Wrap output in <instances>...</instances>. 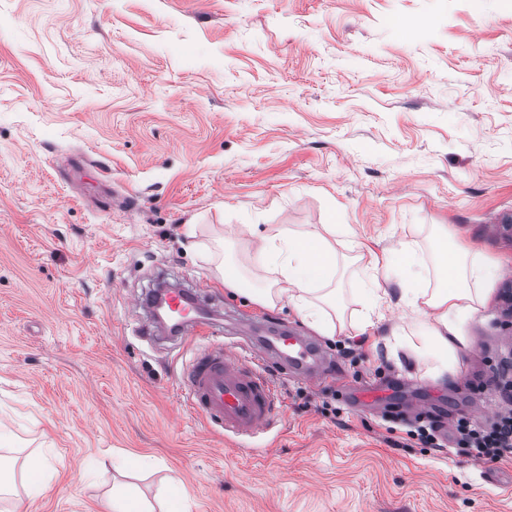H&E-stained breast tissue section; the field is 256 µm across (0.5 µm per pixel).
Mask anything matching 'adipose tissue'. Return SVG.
<instances>
[{
    "label": "adipose tissue",
    "mask_w": 512,
    "mask_h": 512,
    "mask_svg": "<svg viewBox=\"0 0 512 512\" xmlns=\"http://www.w3.org/2000/svg\"><path fill=\"white\" fill-rule=\"evenodd\" d=\"M335 231L332 224L326 225L321 235L279 225L252 257L254 268L267 275L264 285L248 287L241 276L234 274L225 275L224 285L270 308L285 300L293 302L310 326L323 335H335L331 313L338 310L341 298L340 289L332 285L340 269V255L329 239ZM433 253L438 260L436 287L415 284L406 288L403 296L412 313H428L433 320L423 327L421 341L408 337L388 346L387 352L393 358L403 350L418 360L432 358L431 373L440 378L468 346L457 322L485 306L488 291L484 284L492 268L477 253L450 242L444 233L435 237Z\"/></svg>",
    "instance_id": "1"
}]
</instances>
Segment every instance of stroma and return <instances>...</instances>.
<instances>
[{"label":"stroma","instance_id":"1","mask_svg":"<svg viewBox=\"0 0 512 512\" xmlns=\"http://www.w3.org/2000/svg\"><path fill=\"white\" fill-rule=\"evenodd\" d=\"M509 217L512 0H0V512H109L118 480L155 512H512V455L407 435L505 407ZM273 224L335 225L344 331L225 287ZM436 227L497 270L440 379L386 358L414 322L393 305L364 326L362 288L376 256L392 292L433 265ZM160 274L206 289L209 344L246 360L286 327L333 367L308 385L263 364L282 422L226 437L177 387L197 346L143 330ZM48 469L46 460L40 455L30 454L24 462V470L28 477L29 490L28 493L37 497L44 491L45 482L43 476Z\"/></svg>","mask_w":512,"mask_h":512}]
</instances>
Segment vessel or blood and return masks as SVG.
Returning a JSON list of instances; mask_svg holds the SVG:
<instances>
[{"instance_id": "obj_1", "label": "vessel or blood", "mask_w": 512, "mask_h": 512, "mask_svg": "<svg viewBox=\"0 0 512 512\" xmlns=\"http://www.w3.org/2000/svg\"><path fill=\"white\" fill-rule=\"evenodd\" d=\"M169 313L180 329L175 339H201L212 330L211 319L201 312L198 295L182 289L169 291ZM276 357L288 374L305 379L315 376L324 353L305 337L279 331L257 338L252 361L239 358L228 348H206L184 375L181 386L193 412L237 437H253L281 414L271 381L256 371V363Z\"/></svg>"}]
</instances>
